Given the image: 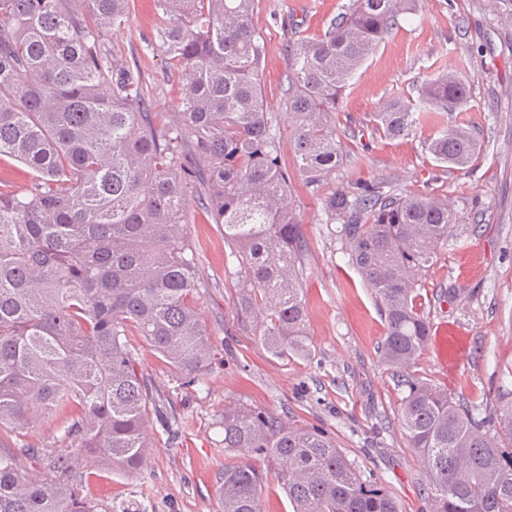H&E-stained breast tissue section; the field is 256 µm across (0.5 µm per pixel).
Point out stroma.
<instances>
[{"label": "stroma", "instance_id": "stroma-1", "mask_svg": "<svg viewBox=\"0 0 512 512\" xmlns=\"http://www.w3.org/2000/svg\"><path fill=\"white\" fill-rule=\"evenodd\" d=\"M349 0H260L253 24L264 46V107L280 141L307 241L302 280L314 353L288 362L263 347L252 321L237 313L240 276L222 225L189 196L186 236L196 248L204 288L196 301L211 334L205 383L174 376L141 337H129L164 405L150 429L155 445L141 475L88 471L80 482L100 512H219L226 405L265 412L283 425L319 428L364 474L390 491L401 512H430L423 461L399 419L402 389L379 359L385 332L375 295L348 263L347 249L323 212L324 189L307 185L295 165L288 118L289 42L315 38ZM163 24L153 0H135L127 25L102 39L107 56L136 62L152 110L167 121L181 96L160 51L148 50ZM457 71L470 85L462 111L424 113L415 130L388 138L374 114L397 95H416L427 78ZM343 162L333 185L383 182L397 194L448 197L458 222L422 279V308L432 324L467 335L462 359L446 365L426 347L414 373L456 399L490 413L512 402V27L497 21L491 0H418L357 72L333 115ZM462 123L478 134L481 153L464 171L439 166L425 149L443 127ZM456 296L440 301L441 290Z\"/></svg>", "mask_w": 512, "mask_h": 512}]
</instances>
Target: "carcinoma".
<instances>
[{"label":"carcinoma","mask_w":512,"mask_h":512,"mask_svg":"<svg viewBox=\"0 0 512 512\" xmlns=\"http://www.w3.org/2000/svg\"><path fill=\"white\" fill-rule=\"evenodd\" d=\"M131 3L0 0V159L23 163L33 179L25 195L0 192V437L14 444L0 453V512H97L80 472H141L157 398L131 333L186 383L205 381L210 332L195 301L203 277L183 234L200 173V204L234 246L241 318L256 314L272 357L312 354L305 235L259 77V0H156L169 16L160 48L183 84L163 125L141 77L102 51ZM414 11L415 0H350L323 35L288 44L293 152L308 184L324 185L339 165L338 99ZM469 98L449 71L424 80L415 103L386 102L377 123L389 138L407 136L417 109L451 114ZM426 150L464 170L480 143L454 124ZM323 206L383 313L380 359L404 389L401 421L429 474L432 512H512V405L479 418L411 373L431 331L416 285L457 223L452 204L359 181L331 187ZM63 412L67 452L26 441ZM221 424V512H263L270 471L293 512H400L324 431L241 405L225 406Z\"/></svg>","instance_id":"1"}]
</instances>
